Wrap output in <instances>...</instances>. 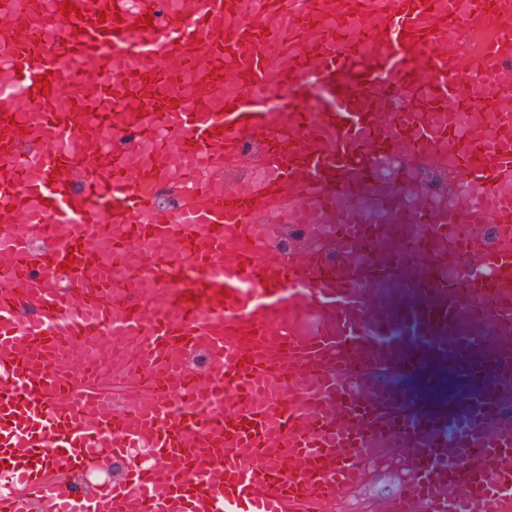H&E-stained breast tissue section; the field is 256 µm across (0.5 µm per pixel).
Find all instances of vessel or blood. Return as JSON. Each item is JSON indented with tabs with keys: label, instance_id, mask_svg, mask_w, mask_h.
Masks as SVG:
<instances>
[{
	"label": "vessel or blood",
	"instance_id": "vessel-or-blood-1",
	"mask_svg": "<svg viewBox=\"0 0 512 512\" xmlns=\"http://www.w3.org/2000/svg\"><path fill=\"white\" fill-rule=\"evenodd\" d=\"M65 2L0 0V86L19 91L0 96V477L21 488L0 512H512V374L463 437L447 400L412 419L375 381L383 362L429 370L387 344L395 322L463 336L512 317V0ZM272 47L291 62L275 112ZM189 76L195 104H173ZM439 112L486 122L461 135ZM160 127L205 179L141 154ZM441 136L452 164L429 149ZM385 160L470 204L418 236L370 224ZM245 161L268 172L254 195ZM314 188L345 232L308 209ZM447 224L482 237L479 265ZM411 264L418 304L398 311L381 286ZM106 336L132 342L109 394L68 353ZM503 356L457 349L482 373ZM108 460L116 478L78 487ZM382 474L396 495H369Z\"/></svg>",
	"mask_w": 512,
	"mask_h": 512
}]
</instances>
